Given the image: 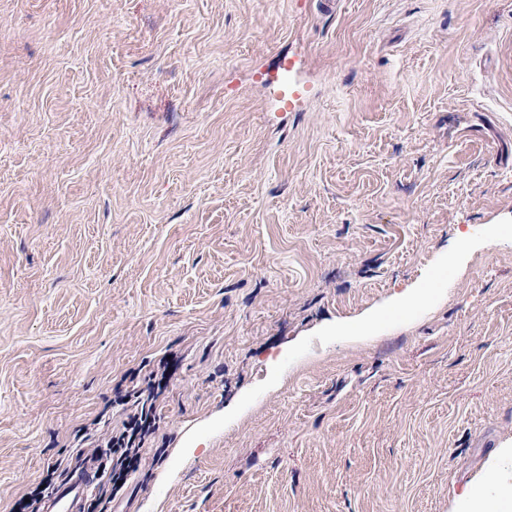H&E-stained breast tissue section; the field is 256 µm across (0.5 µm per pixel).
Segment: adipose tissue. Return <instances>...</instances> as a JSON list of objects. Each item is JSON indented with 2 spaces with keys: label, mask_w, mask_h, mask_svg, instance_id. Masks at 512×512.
Returning a JSON list of instances; mask_svg holds the SVG:
<instances>
[{
  "label": "adipose tissue",
  "mask_w": 512,
  "mask_h": 512,
  "mask_svg": "<svg viewBox=\"0 0 512 512\" xmlns=\"http://www.w3.org/2000/svg\"><path fill=\"white\" fill-rule=\"evenodd\" d=\"M453 512H512V441L495 449L483 471L456 497Z\"/></svg>",
  "instance_id": "1"
}]
</instances>
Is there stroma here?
Instances as JSON below:
<instances>
[{"instance_id":"obj_1","label":"stroma","mask_w":512,"mask_h":512,"mask_svg":"<svg viewBox=\"0 0 512 512\" xmlns=\"http://www.w3.org/2000/svg\"><path fill=\"white\" fill-rule=\"evenodd\" d=\"M164 357L83 512H451L512 440V0H0V512ZM386 317L385 312H376L366 318L356 326H347L345 324H336L333 330L340 336L353 339L368 340L373 338L372 334L376 329V323ZM162 369L159 378V372H152L148 377L147 389L148 396L146 401H144L141 405L140 413L129 414L127 420L122 422V427L118 429L115 434L112 431L111 438L107 441L105 448H109L113 453L118 450H122L121 453V465L122 470L118 474L115 473L113 475V488L114 491L120 487L118 485V481H122L124 479L125 472L129 470H133L137 467L139 461V451L141 448V443L145 439V436L152 433L154 428V424H152L149 411L152 410V403L148 407L146 411L147 402L152 401L159 392H161L167 385L169 372H168V364L163 363L160 366Z\"/></svg>"}]
</instances>
